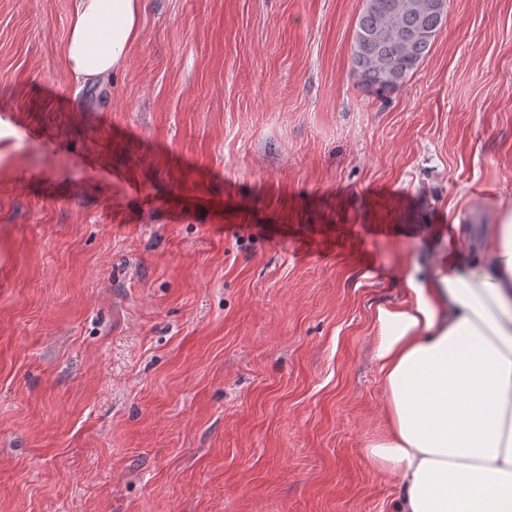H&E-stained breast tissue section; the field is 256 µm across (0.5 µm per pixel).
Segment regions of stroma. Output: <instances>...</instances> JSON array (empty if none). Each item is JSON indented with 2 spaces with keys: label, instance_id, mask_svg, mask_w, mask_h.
<instances>
[{
  "label": "stroma",
  "instance_id": "stroma-1",
  "mask_svg": "<svg viewBox=\"0 0 512 512\" xmlns=\"http://www.w3.org/2000/svg\"><path fill=\"white\" fill-rule=\"evenodd\" d=\"M144 2L81 87L0 0V512H395L374 315L512 200V0L383 98L363 0Z\"/></svg>",
  "mask_w": 512,
  "mask_h": 512
}]
</instances>
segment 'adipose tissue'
Listing matches in <instances>:
<instances>
[{"mask_svg": "<svg viewBox=\"0 0 512 512\" xmlns=\"http://www.w3.org/2000/svg\"><path fill=\"white\" fill-rule=\"evenodd\" d=\"M142 0H75L65 70L103 79L141 35ZM383 431L363 453L395 476L398 512H512V202L471 265L456 248L378 307Z\"/></svg>", "mask_w": 512, "mask_h": 512, "instance_id": "1", "label": "adipose tissue"}]
</instances>
